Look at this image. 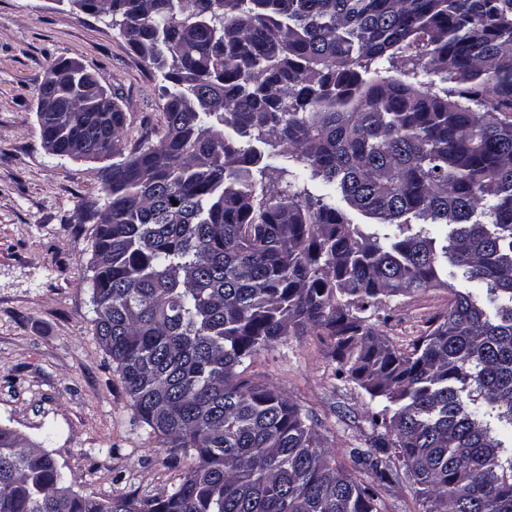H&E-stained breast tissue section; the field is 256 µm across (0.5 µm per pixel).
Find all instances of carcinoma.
<instances>
[{
	"mask_svg": "<svg viewBox=\"0 0 512 512\" xmlns=\"http://www.w3.org/2000/svg\"><path fill=\"white\" fill-rule=\"evenodd\" d=\"M83 2L161 73L167 131L125 153L124 112L85 71L56 83L41 137L112 159L96 334L158 444L197 458L166 497L111 512H384L401 475L424 512H512V0ZM429 288L447 315L389 345L372 317ZM307 335L374 401L349 468L243 377ZM98 504L0 427V512Z\"/></svg>",
	"mask_w": 512,
	"mask_h": 512,
	"instance_id": "1",
	"label": "carcinoma"
}]
</instances>
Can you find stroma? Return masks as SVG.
<instances>
[{
  "label": "stroma",
  "instance_id": "1",
  "mask_svg": "<svg viewBox=\"0 0 512 512\" xmlns=\"http://www.w3.org/2000/svg\"><path fill=\"white\" fill-rule=\"evenodd\" d=\"M73 60L122 107L125 144L166 132L162 77L104 18L70 0H0V426L43 441L80 495L107 500L167 494L194 467L169 459L135 414L95 331L94 223L83 200L102 199L100 160L50 154L37 118L38 86ZM442 288L399 296L379 311V330L399 348L448 311ZM314 336H291L248 363L245 378L286 393L311 419L337 465L368 448L364 390L336 377Z\"/></svg>",
  "mask_w": 512,
  "mask_h": 512
}]
</instances>
